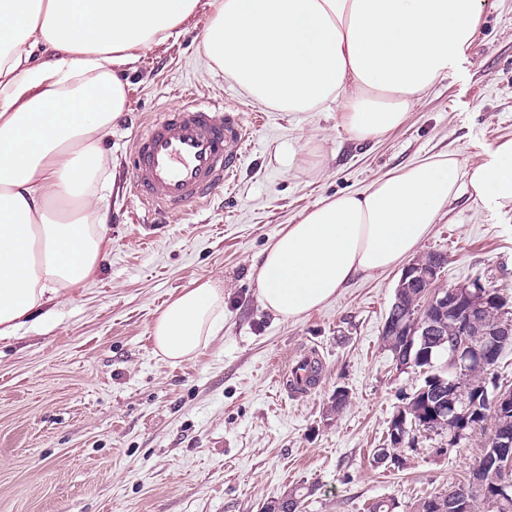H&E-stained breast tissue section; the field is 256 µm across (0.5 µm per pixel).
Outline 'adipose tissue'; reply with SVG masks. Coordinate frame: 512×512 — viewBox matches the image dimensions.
<instances>
[{
  "instance_id": "1",
  "label": "adipose tissue",
  "mask_w": 512,
  "mask_h": 512,
  "mask_svg": "<svg viewBox=\"0 0 512 512\" xmlns=\"http://www.w3.org/2000/svg\"><path fill=\"white\" fill-rule=\"evenodd\" d=\"M199 0H0V339L89 281L111 248L95 185L99 146L125 110L117 66L138 59ZM487 0H214L204 52L253 99L282 112L343 101L360 140L407 118L452 69ZM465 183L474 202L512 207V140L461 168L427 157L361 191L318 200L250 268L260 305L286 319L321 308L355 278L413 254ZM224 328V282H191L151 330L177 364Z\"/></svg>"
}]
</instances>
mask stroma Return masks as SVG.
Segmentation results:
<instances>
[{"label": "stroma", "instance_id": "stroma-1", "mask_svg": "<svg viewBox=\"0 0 512 512\" xmlns=\"http://www.w3.org/2000/svg\"><path fill=\"white\" fill-rule=\"evenodd\" d=\"M212 13L199 0L165 43L121 65L126 107L101 143L111 250L50 314L0 339V512H260L294 488L302 512H368L381 498L415 512L477 464L480 435L444 455L443 437H418L399 469L374 461L425 378L381 341L402 267L293 319L262 309L249 270L320 198L434 154L471 167L512 138V0L485 9L456 67L412 99L401 126L367 140L343 127V102L280 112L212 68L202 47ZM185 89L241 104L249 139L220 192L150 225L129 190L133 141ZM417 252L447 255L441 287L478 279L512 303V210L458 189ZM209 278L224 282L223 331L191 359L161 360L154 321L171 294ZM304 353L322 379L294 396L278 379ZM339 388L347 405L328 414Z\"/></svg>", "mask_w": 512, "mask_h": 512}]
</instances>
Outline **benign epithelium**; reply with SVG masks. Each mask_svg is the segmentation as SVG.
Wrapping results in <instances>:
<instances>
[{"label": "benign epithelium", "instance_id": "obj_1", "mask_svg": "<svg viewBox=\"0 0 512 512\" xmlns=\"http://www.w3.org/2000/svg\"><path fill=\"white\" fill-rule=\"evenodd\" d=\"M439 265H423L417 261L410 264L404 271L401 280L408 281L411 285L420 288L422 300L415 316L418 320L416 328L422 331L423 344L427 345V352L441 345L445 340L443 329L445 321L435 322L431 314H448V321L455 327L467 333L468 324L485 310L481 301L463 302L455 290L436 287L439 278ZM512 337L507 331L503 336H477L468 343L465 349L453 350L444 373L429 378V381L441 389H450L456 386V375L460 369L466 367L474 360L485 362L500 356L503 344ZM493 447L497 448V454L493 456L494 469L502 475L512 473V427L506 424H496L493 430ZM471 486L464 485L457 489L455 495L448 498V503H443L439 498L428 502L429 512H471Z\"/></svg>", "mask_w": 512, "mask_h": 512}]
</instances>
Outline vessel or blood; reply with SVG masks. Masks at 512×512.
I'll use <instances>...</instances> for the list:
<instances>
[{
	"instance_id": "1",
	"label": "vessel or blood",
	"mask_w": 512,
	"mask_h": 512,
	"mask_svg": "<svg viewBox=\"0 0 512 512\" xmlns=\"http://www.w3.org/2000/svg\"><path fill=\"white\" fill-rule=\"evenodd\" d=\"M247 130L236 106L186 94L132 145V191L155 219L201 204L234 175Z\"/></svg>"
}]
</instances>
